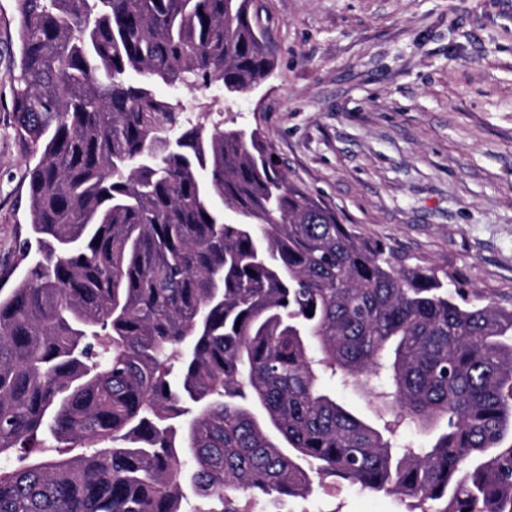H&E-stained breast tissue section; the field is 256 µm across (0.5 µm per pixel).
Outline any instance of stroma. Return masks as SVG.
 Returning a JSON list of instances; mask_svg holds the SVG:
<instances>
[{
  "mask_svg": "<svg viewBox=\"0 0 512 512\" xmlns=\"http://www.w3.org/2000/svg\"><path fill=\"white\" fill-rule=\"evenodd\" d=\"M275 68L228 100L179 90L191 118L260 126L289 179L366 240L512 310V0H256ZM18 0H0V268L27 235L28 170L9 74ZM255 512H417L329 477Z\"/></svg>",
  "mask_w": 512,
  "mask_h": 512,
  "instance_id": "stroma-1",
  "label": "stroma"
}]
</instances>
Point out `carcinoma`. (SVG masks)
Segmentation results:
<instances>
[{
  "label": "carcinoma",
  "instance_id": "carcinoma-1",
  "mask_svg": "<svg viewBox=\"0 0 512 512\" xmlns=\"http://www.w3.org/2000/svg\"><path fill=\"white\" fill-rule=\"evenodd\" d=\"M17 36L38 162L0 293V512H182L187 488L250 512L322 474L512 512V311L340 223L261 128L157 93L263 83L254 0H19ZM327 386L340 401L371 414L374 405L368 402L367 396L362 390L351 386H343L337 378L336 381H329Z\"/></svg>",
  "mask_w": 512,
  "mask_h": 512
}]
</instances>
